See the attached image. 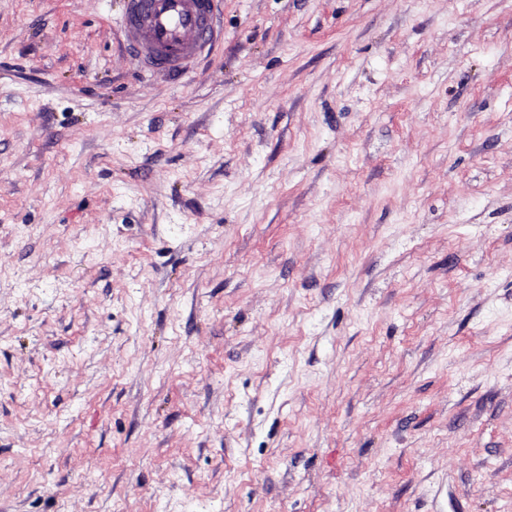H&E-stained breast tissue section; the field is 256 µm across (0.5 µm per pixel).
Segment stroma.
<instances>
[{
  "instance_id": "obj_1",
  "label": "stroma",
  "mask_w": 512,
  "mask_h": 512,
  "mask_svg": "<svg viewBox=\"0 0 512 512\" xmlns=\"http://www.w3.org/2000/svg\"><path fill=\"white\" fill-rule=\"evenodd\" d=\"M0 0V512H512V0ZM220 0H125L121 32L153 72L189 70L221 36Z\"/></svg>"
}]
</instances>
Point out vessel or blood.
Instances as JSON below:
<instances>
[{
  "instance_id": "obj_1",
  "label": "vessel or blood",
  "mask_w": 512,
  "mask_h": 512,
  "mask_svg": "<svg viewBox=\"0 0 512 512\" xmlns=\"http://www.w3.org/2000/svg\"><path fill=\"white\" fill-rule=\"evenodd\" d=\"M219 0H125L121 32L154 72L189 70L221 36Z\"/></svg>"
}]
</instances>
